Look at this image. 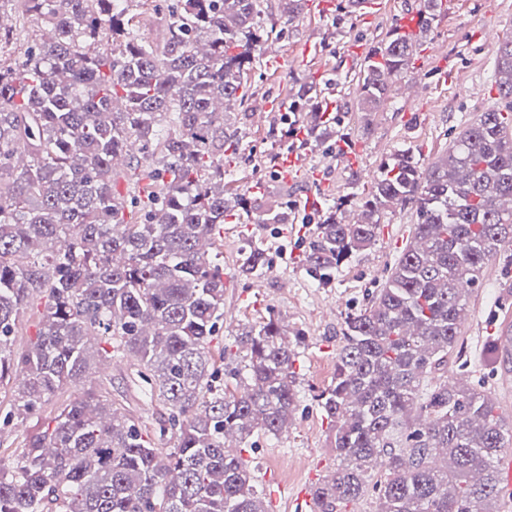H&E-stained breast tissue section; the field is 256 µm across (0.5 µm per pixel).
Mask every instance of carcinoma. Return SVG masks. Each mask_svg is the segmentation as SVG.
Segmentation results:
<instances>
[{"label":"carcinoma","instance_id":"carcinoma-1","mask_svg":"<svg viewBox=\"0 0 512 512\" xmlns=\"http://www.w3.org/2000/svg\"><path fill=\"white\" fill-rule=\"evenodd\" d=\"M133 0H25L52 36L0 68V380L21 374L17 415L34 413L82 378L99 338L139 361L167 410L158 448L131 419L87 392L29 434L13 470L0 466V512H268L253 473L224 446L276 436L297 409V352L270 318L236 336L245 364L227 391L209 346L224 317V156L237 131L216 104L243 101L248 71L275 25L260 0H171L160 42L140 40ZM307 0H279L293 23ZM419 27L441 14L419 0ZM417 44L398 28L360 71V111L377 112L407 75ZM499 103L421 168L407 151L383 163L363 219L326 204L304 262L328 284L373 244L379 215L414 209L417 224L384 283L345 314L335 380L314 395L336 464L312 492L313 512H348L373 491L376 512H499L492 463L512 426L461 370L468 296L488 258L512 246V38L499 49ZM287 112L311 114L295 147L326 134L331 116L313 79L289 90ZM124 168L144 198L113 190ZM259 224H286L268 208ZM264 251L240 252L259 276ZM38 301L41 327L15 353L20 312Z\"/></svg>","mask_w":512,"mask_h":512}]
</instances>
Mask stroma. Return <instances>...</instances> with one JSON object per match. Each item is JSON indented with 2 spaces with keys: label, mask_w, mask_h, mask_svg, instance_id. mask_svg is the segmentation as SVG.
<instances>
[{
  "label": "stroma",
  "mask_w": 512,
  "mask_h": 512,
  "mask_svg": "<svg viewBox=\"0 0 512 512\" xmlns=\"http://www.w3.org/2000/svg\"><path fill=\"white\" fill-rule=\"evenodd\" d=\"M340 0H309L305 11L284 25L278 42L281 61L261 59L249 75L244 104L228 111L227 119L239 135V151L228 156L224 186L250 196L266 208L287 207L284 224H257L252 213L234 209L224 220V306L236 319L224 324L210 346L213 358L233 361L234 343L244 327L279 315L294 338L297 353L298 408L288 430L278 436L258 435L242 455L254 471L256 487L263 493L269 512H307L301 495L310 493L336 461L328 423L313 399L334 379L336 346L342 318L348 309L364 304L368 293L381 287L411 237L416 214L410 207L395 206L380 216V230L366 250L341 264L329 284L313 280L303 265L304 253L319 222L320 210L306 198V185L285 182L268 157L280 143L269 134L279 113L259 116L253 105L259 100L279 102L285 83L320 79L325 102L333 106V124L319 146L296 153L303 173L323 168L329 201L348 197V212L361 211V194L370 188L380 163L406 150L419 166L445 155L454 136L477 121L498 99L495 85L498 45L486 41L483 30L496 26L503 37L512 36V0H448V7L425 32L414 54L409 74L424 87L413 101L391 96L380 111L364 115L351 89L369 50L380 44L387 30L414 9L417 0H379L366 11L339 10ZM0 15L8 26L0 28V65L10 66L34 49L41 24L24 14L21 0H0ZM483 96H475V88ZM360 152L364 177H355L341 147ZM247 242L260 244L266 265L277 277H247L238 271V251ZM512 312V265L504 273L483 272L470 294L468 315L462 327L463 349L476 367L484 389L497 382L490 356L499 318ZM139 363L131 356L95 353L90 369L79 383L57 392L40 411L0 432V465L16 466L15 454L24 434L43 424L55 407L66 400L94 391L108 409L155 430L164 409L145 396L138 376ZM295 466L285 474L283 463Z\"/></svg>",
  "instance_id": "obj_1"
}]
</instances>
